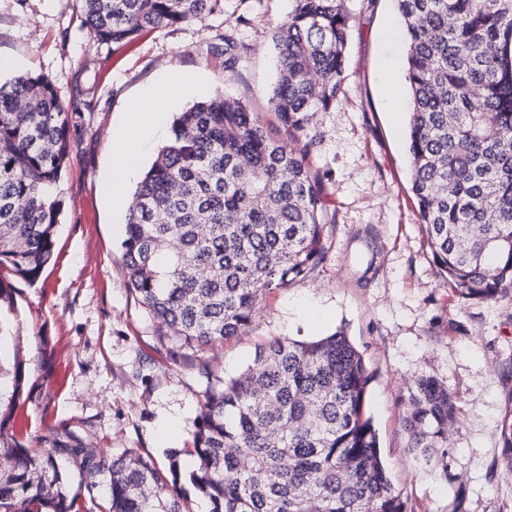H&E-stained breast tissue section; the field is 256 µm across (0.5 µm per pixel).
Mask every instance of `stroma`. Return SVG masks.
<instances>
[{"label": "stroma", "instance_id": "1", "mask_svg": "<svg viewBox=\"0 0 512 512\" xmlns=\"http://www.w3.org/2000/svg\"><path fill=\"white\" fill-rule=\"evenodd\" d=\"M351 38L336 104L317 113L311 155L336 222L311 279L266 294L251 324L224 344L172 361L159 323L130 294L121 244L125 215L99 192L112 167V132L129 102L165 72L194 76L200 98L242 99L276 126L267 100L278 77L273 34L292 0H224V11L155 29L119 47L94 40L76 0H0V53L48 77L77 107L73 161L56 186L62 203L52 258L33 283L11 279L27 359L10 429L21 439L56 429L66 443L132 450L167 465L183 453L208 387L238 377L277 338L344 330L372 376L368 408L382 458L410 512H512V289L464 299L443 282L420 224L406 148V53L391 37L395 0H348ZM235 42L236 72L212 46ZM430 375L451 394L444 456L407 449L409 391Z\"/></svg>", "mask_w": 512, "mask_h": 512}]
</instances>
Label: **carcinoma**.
<instances>
[{"label": "carcinoma", "mask_w": 512, "mask_h": 512, "mask_svg": "<svg viewBox=\"0 0 512 512\" xmlns=\"http://www.w3.org/2000/svg\"><path fill=\"white\" fill-rule=\"evenodd\" d=\"M97 40L224 10V0H78ZM274 32L279 79L270 129L239 99L194 103L137 182L122 242L127 287L177 360L238 334L266 292L306 280L335 223L310 165L313 117L335 104L350 36L344 0H293ZM403 20L412 191L444 282L465 299L512 288V0H395ZM224 70L240 55L214 47ZM69 109L43 75L0 83V272L34 282L50 260L70 153ZM14 312L0 276V512H188L181 471L133 451L34 448L6 430L25 383L1 343ZM371 376L344 332L275 339L237 378L206 391L189 480L209 512H408L381 461L367 409ZM408 449L429 464L455 406L420 376L409 394ZM76 466L87 497L70 495Z\"/></svg>", "instance_id": "cac0c4a2"}]
</instances>
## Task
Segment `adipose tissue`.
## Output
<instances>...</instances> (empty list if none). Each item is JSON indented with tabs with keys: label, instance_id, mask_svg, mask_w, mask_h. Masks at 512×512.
<instances>
[{
	"label": "adipose tissue",
	"instance_id": "obj_1",
	"mask_svg": "<svg viewBox=\"0 0 512 512\" xmlns=\"http://www.w3.org/2000/svg\"><path fill=\"white\" fill-rule=\"evenodd\" d=\"M191 83L180 74L167 73L161 85L146 88L132 100L121 126L112 135V171L102 192L114 210H122L127 190L136 176L146 149L167 132V107L171 99L193 93Z\"/></svg>",
	"mask_w": 512,
	"mask_h": 512
}]
</instances>
